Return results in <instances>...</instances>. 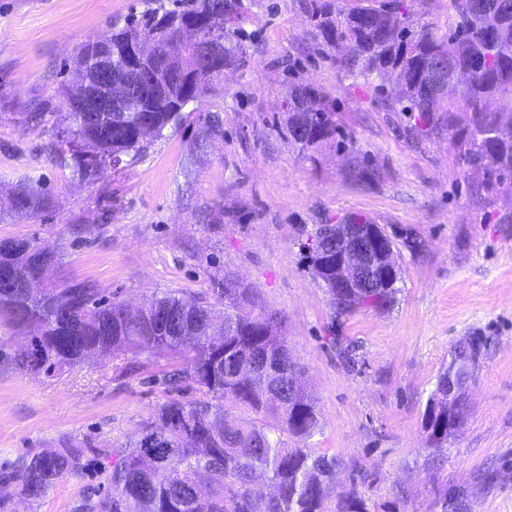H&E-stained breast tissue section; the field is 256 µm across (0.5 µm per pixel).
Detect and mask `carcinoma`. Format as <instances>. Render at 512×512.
Here are the masks:
<instances>
[{"instance_id":"1","label":"carcinoma","mask_w":512,"mask_h":512,"mask_svg":"<svg viewBox=\"0 0 512 512\" xmlns=\"http://www.w3.org/2000/svg\"><path fill=\"white\" fill-rule=\"evenodd\" d=\"M319 45L336 52V63L352 76L391 83L392 109L416 112L436 132H446L460 149L462 164L484 171L494 192L512 195V111L491 104L512 102V0H451L448 19L431 9L435 0H299ZM112 32L110 91L127 88L125 50L142 47L145 64L161 76L162 95L148 90L120 112H80L78 90L96 83L94 59L100 48L84 44L73 58V84L60 86L65 128L52 145L70 154L83 178H101L125 158H136L146 133L160 137L176 127L181 112L223 78L218 69L244 64L250 35L241 25L243 0H143ZM189 23L224 26V52L214 60L199 45L180 38ZM466 73H447L433 82L438 59ZM288 142L300 151L351 143L336 124L332 102L310 84L291 87L287 101ZM50 197L44 188L20 183L10 194V210L36 218ZM324 250L301 244L316 276L336 304V283L325 264L336 259L333 237ZM61 264L35 237L0 240V328L28 333L26 370L54 378L97 356L161 354L181 369L168 383H186L201 397L172 399L158 407L125 448L112 449V492L88 505V512H325V487L309 479L314 471L332 475L336 460L290 448L281 439L312 436L319 424L307 392L289 395L288 349L283 320L265 321L266 311L249 320L238 314L253 304L252 291L224 280L211 295L187 298L166 291L129 315L121 302L106 299L93 284L71 278L42 297L31 293L40 269ZM336 310L341 316L361 306L379 310L395 301L396 287L371 289ZM471 351H456L461 383L471 377ZM275 425H270L269 421ZM84 451L73 446L34 453L0 473L15 483L22 499H38L62 477L83 466Z\"/></svg>"}]
</instances>
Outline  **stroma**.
<instances>
[{
    "label": "stroma",
    "mask_w": 512,
    "mask_h": 512,
    "mask_svg": "<svg viewBox=\"0 0 512 512\" xmlns=\"http://www.w3.org/2000/svg\"><path fill=\"white\" fill-rule=\"evenodd\" d=\"M244 2L245 65L136 161L92 180L50 150L63 70L142 0H0V186L30 182L52 198L35 219H1L0 239L61 247L62 275L127 304L196 297L226 278L251 288L284 318L319 411L316 433L288 445L338 462L329 512L353 495L366 512H512V197L488 195L447 134L418 130L376 80L340 69L299 0ZM295 82L335 101L351 151L309 156L288 143ZM206 112L221 116V135L202 134ZM358 214L392 237L399 292L388 310L339 316L299 244L315 225ZM464 342L478 349L468 417L447 448L427 447L428 402ZM173 366L158 354L108 356L48 380L1 361L0 470L68 445L84 458L39 499L1 483L0 496L16 512H82L108 486L113 449L160 405L196 398L164 383Z\"/></svg>",
    "instance_id": "1"
}]
</instances>
